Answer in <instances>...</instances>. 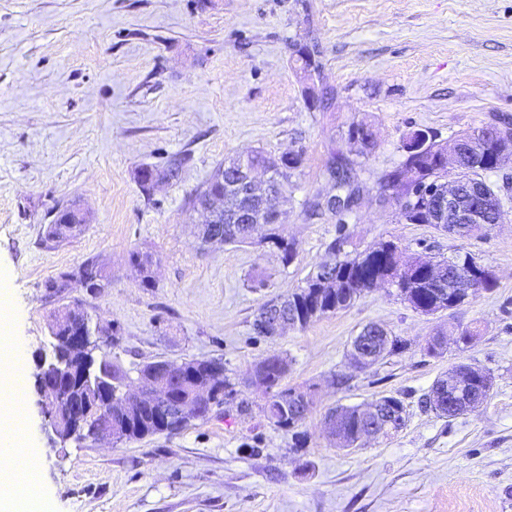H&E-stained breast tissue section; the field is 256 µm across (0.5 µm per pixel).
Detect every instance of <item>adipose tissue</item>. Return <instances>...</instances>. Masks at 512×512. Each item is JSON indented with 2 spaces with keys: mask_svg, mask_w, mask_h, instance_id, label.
Listing matches in <instances>:
<instances>
[{
  "mask_svg": "<svg viewBox=\"0 0 512 512\" xmlns=\"http://www.w3.org/2000/svg\"><path fill=\"white\" fill-rule=\"evenodd\" d=\"M27 376L20 344L7 336L0 339V512H50L43 484L32 468L39 449L23 456L16 453L21 434L8 398L25 384Z\"/></svg>",
  "mask_w": 512,
  "mask_h": 512,
  "instance_id": "1",
  "label": "adipose tissue"
}]
</instances>
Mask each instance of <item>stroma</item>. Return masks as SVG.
Masks as SVG:
<instances>
[{
  "mask_svg": "<svg viewBox=\"0 0 512 512\" xmlns=\"http://www.w3.org/2000/svg\"><path fill=\"white\" fill-rule=\"evenodd\" d=\"M311 39L322 50L318 86L333 93L315 112L294 61ZM358 120L372 124L377 147L341 229L309 205L334 191V152L354 157L346 134ZM503 122L512 124V0H0V272L28 364L49 351L51 316L70 304L125 367L219 359L237 390L208 419L111 446L52 440L27 382L20 412L47 450L39 474L52 512H512V203L505 223L461 240L400 221L379 196L412 130L444 145ZM251 150L304 154L280 200L291 265L268 245L197 243L196 191ZM182 154L179 178L144 196L137 169ZM73 200L84 232L46 248V224ZM341 231L360 250L391 240L408 257L471 253L497 286L426 316L387 285L305 329L257 335L261 306L302 285ZM135 250L160 258L153 287L130 262ZM89 258L107 288L48 295L49 279ZM371 322L406 348L357 372L347 351ZM451 323L477 329L475 340L426 355L428 337ZM273 354L291 360L286 385L314 392L300 449L245 383ZM460 362L489 371L493 390L476 411L438 417L421 398ZM335 374L347 384L331 385ZM386 395L405 406L398 432L348 451L324 433L328 408Z\"/></svg>",
  "mask_w": 512,
  "mask_h": 512,
  "instance_id": "stroma-1",
  "label": "stroma"
}]
</instances>
